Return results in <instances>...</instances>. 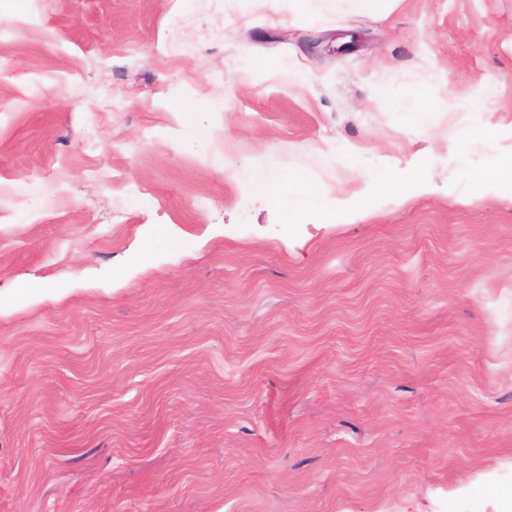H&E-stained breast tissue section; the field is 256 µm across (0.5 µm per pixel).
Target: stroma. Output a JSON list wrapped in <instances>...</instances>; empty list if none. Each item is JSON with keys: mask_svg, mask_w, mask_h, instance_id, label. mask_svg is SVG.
<instances>
[{"mask_svg": "<svg viewBox=\"0 0 512 512\" xmlns=\"http://www.w3.org/2000/svg\"><path fill=\"white\" fill-rule=\"evenodd\" d=\"M510 153L512 0H0V512H496ZM444 108L443 103L432 99L424 91L412 93L403 106L402 112H407L416 123H425L432 112H440ZM478 177L484 182L510 188L512 194V154L492 160ZM248 184L278 204H287L291 196H303L305 202L302 208L296 210L288 209L287 223L289 224H300L308 215L315 216L318 224H333L336 220V217L331 213L320 209L317 192L299 174L289 173L288 175L270 180L261 178L250 171Z\"/></svg>", "mask_w": 512, "mask_h": 512, "instance_id": "obj_1", "label": "stroma"}]
</instances>
